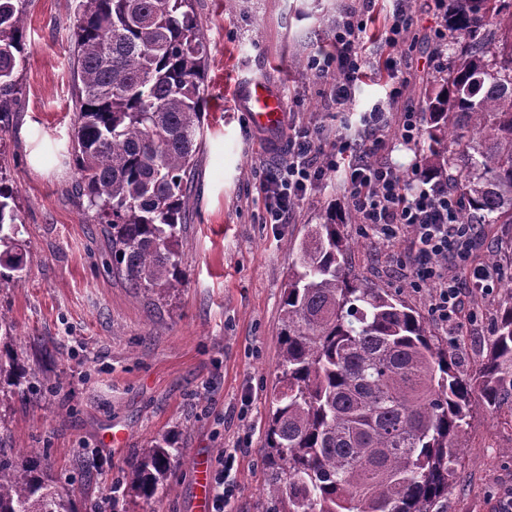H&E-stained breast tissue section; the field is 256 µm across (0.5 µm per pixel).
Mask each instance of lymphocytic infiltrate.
<instances>
[{
    "label": "lymphocytic infiltrate",
    "instance_id": "1",
    "mask_svg": "<svg viewBox=\"0 0 512 512\" xmlns=\"http://www.w3.org/2000/svg\"><path fill=\"white\" fill-rule=\"evenodd\" d=\"M375 0H362L361 8L345 7L336 20L334 48L312 56L313 77L335 76L329 100L336 107L349 104L370 63L365 34L373 19ZM391 84L388 100L372 106L360 120V141L337 136L324 145L319 131L309 125L289 123L285 162L260 181L266 203V221L283 224L300 197L315 187L326 172L340 174L350 192L351 205L361 223L384 240L410 236L413 248L404 258L414 286L431 293L432 314L439 322L457 325L468 287L492 293L499 281L495 268L472 262L476 246L474 225L460 223L459 204L446 181L422 176L403 177L392 163L378 159L385 140L410 148L420 144L421 113L415 105L396 111L406 80L393 58L376 66Z\"/></svg>",
    "mask_w": 512,
    "mask_h": 512
}]
</instances>
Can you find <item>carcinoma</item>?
Returning a JSON list of instances; mask_svg holds the SVG:
<instances>
[{"label":"carcinoma","mask_w":512,"mask_h":512,"mask_svg":"<svg viewBox=\"0 0 512 512\" xmlns=\"http://www.w3.org/2000/svg\"><path fill=\"white\" fill-rule=\"evenodd\" d=\"M82 88L71 155L131 288L165 301L186 282L180 236L202 137L206 46L193 0H74ZM28 0H0V118L20 92ZM455 52L426 82L423 171L448 182L464 224H512V0H448ZM346 216L332 208L296 246L281 309L265 423L266 512H442L470 405L512 423V287L489 349L461 368L426 318L352 276ZM0 165V289L30 261ZM33 389L0 355V394ZM182 457L163 435L142 449L126 492L170 491ZM0 512H77L39 453L0 455Z\"/></svg>","instance_id":"carcinoma-1"}]
</instances>
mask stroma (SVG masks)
Returning <instances> with one entry per match:
<instances>
[{
	"label": "stroma",
	"mask_w": 512,
	"mask_h": 512,
	"mask_svg": "<svg viewBox=\"0 0 512 512\" xmlns=\"http://www.w3.org/2000/svg\"><path fill=\"white\" fill-rule=\"evenodd\" d=\"M359 0H194L205 38L208 103L182 228L186 283L169 300H150L112 271L66 155L79 95L72 0H29L21 92L0 120V147L18 191L21 238L30 263L21 285L0 290V309L16 327L10 350L34 378L25 397L0 406V448L39 450L58 485L97 512H194L196 463L217 468L236 453L237 493L229 512H263L264 425L280 350V311L288 267L306 228L333 206L350 211L334 172L298 201L287 223H265L257 187L283 160L265 148L239 105L243 78L261 76L287 109L321 127L324 142L349 134L361 112L386 97L384 78L365 79L346 111L331 108L326 86L307 68L331 50L336 18ZM410 92L437 75L430 36L439 20L416 0ZM476 261L502 258L497 288L473 292L462 329L432 322L436 336L474 370L488 348L496 307L512 283V224H482ZM353 273L398 293L430 316V292L411 285L402 257L410 238L382 240L357 219L344 227ZM125 431V446L109 445ZM170 434L182 451L173 493L146 500L109 493L140 449ZM448 512H503L512 499V426L473 401Z\"/></svg>",
	"instance_id": "35a3bbf8"
}]
</instances>
